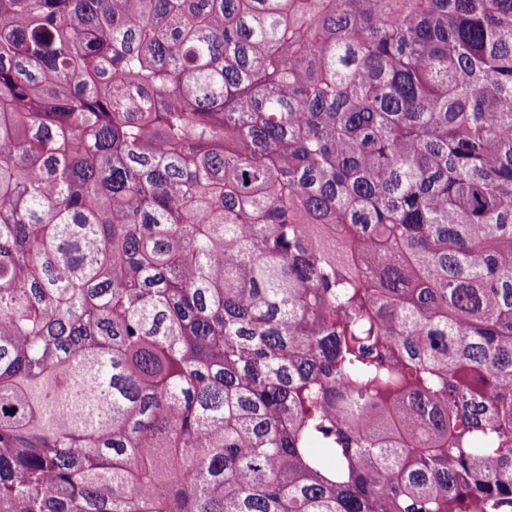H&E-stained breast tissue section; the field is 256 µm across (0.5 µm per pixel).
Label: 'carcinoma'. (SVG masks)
Here are the masks:
<instances>
[{
  "mask_svg": "<svg viewBox=\"0 0 512 512\" xmlns=\"http://www.w3.org/2000/svg\"><path fill=\"white\" fill-rule=\"evenodd\" d=\"M512 512V0H0V512Z\"/></svg>",
  "mask_w": 512,
  "mask_h": 512,
  "instance_id": "obj_1",
  "label": "carcinoma"
}]
</instances>
